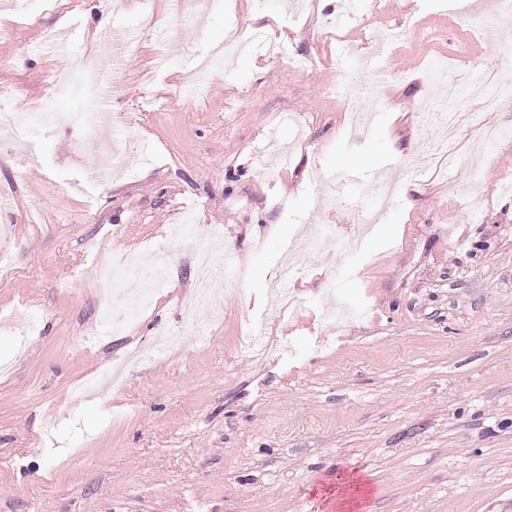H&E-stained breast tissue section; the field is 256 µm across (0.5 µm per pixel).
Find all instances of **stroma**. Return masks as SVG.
I'll list each match as a JSON object with an SVG mask.
<instances>
[{
	"instance_id": "obj_1",
	"label": "stroma",
	"mask_w": 512,
	"mask_h": 512,
	"mask_svg": "<svg viewBox=\"0 0 512 512\" xmlns=\"http://www.w3.org/2000/svg\"><path fill=\"white\" fill-rule=\"evenodd\" d=\"M138 2L99 31L98 0H0V129L47 99L113 117L93 140L53 125L0 140V264L17 272L0 278V512H328L318 486L337 471L363 479V512H512V101L494 115L506 137L462 129L442 172L416 158L439 131L409 81L436 57L451 83L504 72L512 23L487 39L492 0H352L347 16L340 0H221L196 19ZM256 27L311 63L256 44L194 99L191 61ZM379 29L405 38L374 58L369 96L341 49ZM116 46L121 87L55 94L71 58ZM349 110L371 111L368 137ZM103 142L112 175L87 166ZM372 207L359 254L309 251L318 225L346 236ZM216 231L241 277L188 326L177 298ZM91 239L167 270L121 336ZM289 254L287 318L269 283ZM248 325L261 353L240 346Z\"/></svg>"
}]
</instances>
